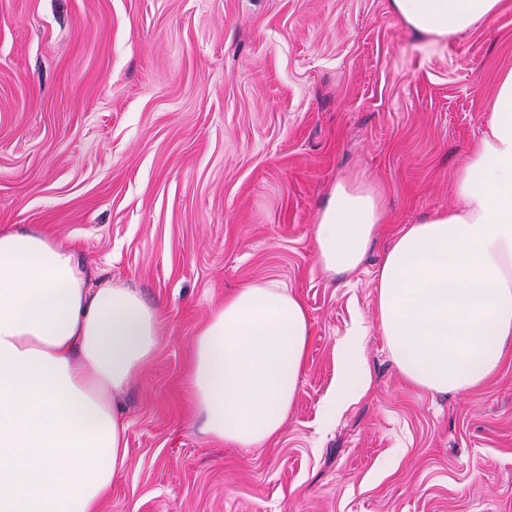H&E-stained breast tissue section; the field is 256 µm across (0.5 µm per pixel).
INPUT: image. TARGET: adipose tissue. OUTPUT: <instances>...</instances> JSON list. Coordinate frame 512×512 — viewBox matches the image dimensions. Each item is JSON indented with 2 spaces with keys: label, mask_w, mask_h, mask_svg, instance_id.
<instances>
[{
  "label": "adipose tissue",
  "mask_w": 512,
  "mask_h": 512,
  "mask_svg": "<svg viewBox=\"0 0 512 512\" xmlns=\"http://www.w3.org/2000/svg\"><path fill=\"white\" fill-rule=\"evenodd\" d=\"M501 0H390L406 27L437 43L495 18ZM455 203L407 225L376 278V321L400 373L422 391L464 394L512 352V68L455 175ZM383 220L378 195L345 181L314 226L318 261L355 270ZM164 315L133 289L93 284L73 248L40 228L0 230V512H101L125 462L115 397L161 342ZM367 329L336 345L329 425L370 388ZM311 326L275 281L226 297L198 330L189 386L202 432L241 448L282 431Z\"/></svg>",
  "instance_id": "adipose-tissue-1"
}]
</instances>
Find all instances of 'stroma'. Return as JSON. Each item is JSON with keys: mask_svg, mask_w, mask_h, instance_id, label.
Wrapping results in <instances>:
<instances>
[{"mask_svg": "<svg viewBox=\"0 0 512 512\" xmlns=\"http://www.w3.org/2000/svg\"><path fill=\"white\" fill-rule=\"evenodd\" d=\"M512 65V0L424 45L389 0H0V230L68 242L91 282L164 312L121 398L127 458L102 512H512V361L461 395L408 385L375 321L394 237L448 187ZM386 220L360 267L319 264L336 182ZM284 284L312 327L279 439L218 445L186 387L226 295ZM364 320L369 391L331 426L336 343Z\"/></svg>", "mask_w": 512, "mask_h": 512, "instance_id": "obj_1", "label": "stroma"}]
</instances>
